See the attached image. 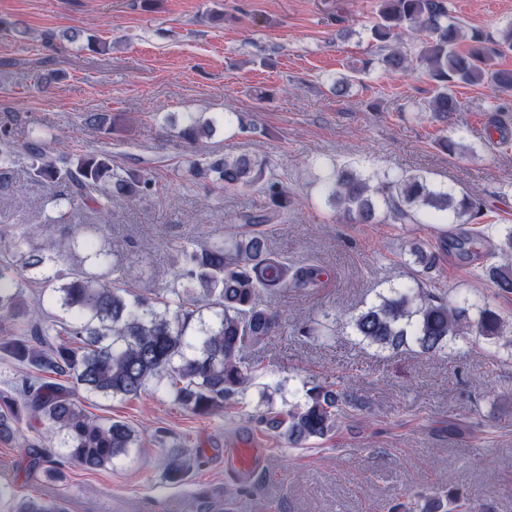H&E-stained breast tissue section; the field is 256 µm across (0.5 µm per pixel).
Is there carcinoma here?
I'll list each match as a JSON object with an SVG mask.
<instances>
[{
    "mask_svg": "<svg viewBox=\"0 0 512 512\" xmlns=\"http://www.w3.org/2000/svg\"><path fill=\"white\" fill-rule=\"evenodd\" d=\"M379 20L369 29L377 53L356 65L349 75L333 81L331 92L341 95L360 76L375 68L391 74L421 72L433 86L426 110L442 122L459 111L455 88L485 85L501 98L512 97V70L497 67L477 31L465 26L448 6V0H380ZM419 36L412 54L402 42L406 34ZM86 121L107 137L122 133L118 114L91 112ZM220 124H233V114L202 118L185 113L179 137L191 146L210 139ZM48 134L41 128L19 141L0 128V176L20 161L28 163L33 178L51 190L54 216L42 231L52 233L70 224L74 212L89 211L99 223L85 225L81 240L58 242L45 251L30 243L16 227L0 231V321L11 325L16 339L7 343L18 362H40L104 398H133L155 383L173 405L192 415L211 417L229 409L247 412L248 391L264 376L256 352L284 332L280 314L269 298L284 288H315L325 270L314 263L290 265L268 248L266 226L278 224L295 203V197L269 170L258 154L193 160L188 171L197 180L226 191L255 188L266 198L263 208L244 211L234 218L235 231L222 240L191 236L176 246L177 269L167 288L151 296L137 291L126 275L128 256L109 250L100 230L112 217V199L130 202L160 195L153 175L141 169L114 165L112 152L85 155L71 152L52 156L46 151ZM322 189L327 202L345 219L367 224L382 212L385 220L399 224H478L486 213L479 198L435 186L414 172L382 175L366 168L321 163ZM474 234L460 232L448 242V252L471 254ZM82 247L91 268H61L67 249ZM412 263L432 270L439 255L418 245L411 248ZM482 277L497 293L512 294V225L501 228L485 253ZM40 289L35 304L24 301L25 290ZM354 335L378 347L398 348L414 343L421 352L444 353L456 340L475 338L487 346L512 344V321L485 302L453 306L446 297L416 281L380 296V302L349 321ZM61 340L40 349L42 337ZM280 384L266 385L253 418L264 431L293 446L327 440L354 418V400L329 382L305 384L288 408H272L271 392ZM45 426L56 434L59 457L87 471L115 464L138 447L137 434L121 420H101L90 415L59 384L28 379L21 399L0 396V442H10L21 421ZM448 435L473 437L471 425L448 419ZM201 448L167 453L165 477L180 483L200 461ZM28 469L47 481L62 478L60 462L35 452ZM0 504L7 512H65L62 502L42 496H20L9 483H0ZM485 512L460 487H443L418 505L409 500L395 512Z\"/></svg>",
    "mask_w": 512,
    "mask_h": 512,
    "instance_id": "1",
    "label": "carcinoma"
}]
</instances>
